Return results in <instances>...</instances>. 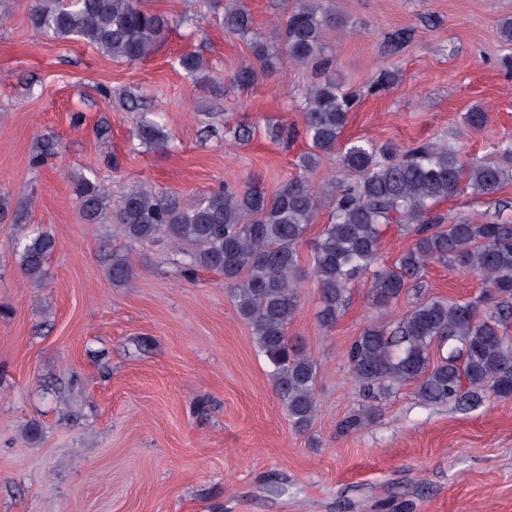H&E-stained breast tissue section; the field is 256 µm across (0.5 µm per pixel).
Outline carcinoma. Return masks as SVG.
I'll return each mask as SVG.
<instances>
[{
  "mask_svg": "<svg viewBox=\"0 0 512 512\" xmlns=\"http://www.w3.org/2000/svg\"><path fill=\"white\" fill-rule=\"evenodd\" d=\"M279 41H251L252 63L235 80L257 82L276 68L280 54L321 71L327 29L340 24L333 0H283ZM28 19L46 36H77L114 59L142 60L152 54L170 30L172 20L150 9L146 0H34ZM253 25L243 0H224V32L245 37ZM179 66L195 77L204 59L184 53ZM359 97L326 78L300 95L303 130L275 128V134H304L310 150L299 168L309 171L320 155L336 150L348 114ZM159 113H143L133 136L141 144L164 149L168 137ZM463 123L474 131L487 124V114L473 108ZM505 163L468 161L445 142H416L403 149L358 140L345 148L341 164L354 180L329 179L312 186L299 175L269 191L255 183L219 188L190 203L180 197L132 187L122 196L113 220L132 241L163 236L172 244L179 273L191 279L199 270L221 273L233 289L239 315L250 325L259 351L271 366L276 394L291 426L306 430L317 413L316 361L288 336L298 309V287L306 274L317 281L320 325L333 327L345 310L351 284L371 278L376 304L386 306L414 292L416 301L401 318L366 325L351 343L349 373L370 403L341 422L343 433L357 432L381 412L375 401L407 384L429 404L455 401L474 404L486 396L512 397V218L495 215L483 224L465 217L447 223L437 206L470 191L492 199L512 183V148H502ZM84 219L92 224L111 210L108 194L91 178L69 177ZM328 206V224L311 242L308 269L301 248L319 209ZM397 224L411 244L390 266L375 268L382 228ZM55 237L39 228L13 243L22 272L32 280L46 276ZM433 262L479 276L485 289L477 300L432 295L424 276ZM103 264L114 285L129 280L127 257L104 250Z\"/></svg>",
  "mask_w": 512,
  "mask_h": 512,
  "instance_id": "cac0c4a2",
  "label": "carcinoma"
}]
</instances>
